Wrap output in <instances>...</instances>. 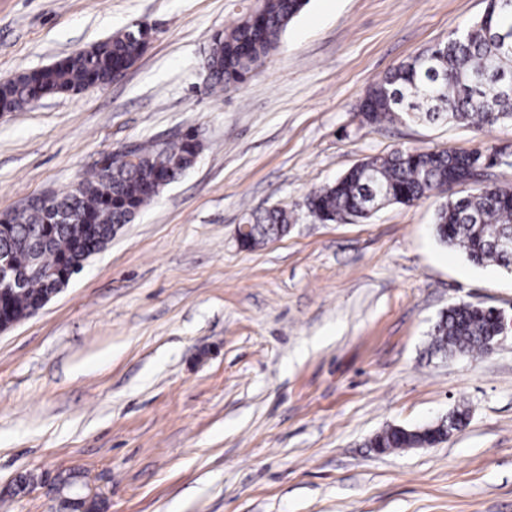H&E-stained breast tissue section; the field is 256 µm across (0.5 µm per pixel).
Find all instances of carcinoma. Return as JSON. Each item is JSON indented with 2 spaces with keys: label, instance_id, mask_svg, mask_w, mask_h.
<instances>
[{
  "label": "carcinoma",
  "instance_id": "1",
  "mask_svg": "<svg viewBox=\"0 0 512 512\" xmlns=\"http://www.w3.org/2000/svg\"><path fill=\"white\" fill-rule=\"evenodd\" d=\"M308 2L257 0L236 25L215 34L204 64L210 86H237L256 75ZM149 40L142 27H129L53 65L4 79L0 108L18 112L45 95L103 86L112 80L114 70L131 66ZM362 108L367 125L418 114L431 121L451 118L478 127L512 122V0H488L481 18L396 66L367 90ZM200 152L190 133L178 141L140 143L136 161L99 164L81 180L80 188L53 193L49 205L32 203L16 213L11 233L0 236V251L11 253L20 268L77 267L80 262L70 254L69 244L84 234L85 225H97L102 238L108 239L114 226L130 223L163 188L190 169ZM498 154L497 150L448 153L414 148L369 156L335 183L313 191L308 208L323 222L365 219L372 214L373 198L382 205H411L438 190L445 194L434 216L438 241L461 248L475 264L493 262L511 272L512 250L495 242L512 235V196L494 186L471 187L465 194L448 188V171ZM290 223L285 210L267 209L252 216L241 245L249 249L264 245L286 234ZM48 291L42 277H31L12 296L14 313L20 318L33 315L39 298ZM495 321L491 308L465 302L452 306L434 327L432 352L444 357L485 352ZM444 437L440 427L413 432L390 426L372 439L371 446L432 447ZM104 507L95 494L75 503L71 512H103Z\"/></svg>",
  "mask_w": 512,
  "mask_h": 512
}]
</instances>
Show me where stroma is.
Masks as SVG:
<instances>
[{
	"label": "stroma",
	"instance_id": "35a3bbf8",
	"mask_svg": "<svg viewBox=\"0 0 512 512\" xmlns=\"http://www.w3.org/2000/svg\"><path fill=\"white\" fill-rule=\"evenodd\" d=\"M254 0H0V79L141 22L109 84L0 112V214L108 153L195 133L202 151L35 315L0 333V512H51L81 471L105 512H512V334L430 353L441 311L512 318V272L434 234L439 192L323 223L308 195L398 148L504 151L512 123L361 124L366 90L486 0H309L247 83L204 89L213 34ZM287 235L243 248L253 213ZM469 411L435 446L371 439ZM30 492L4 496L24 475Z\"/></svg>",
	"mask_w": 512,
	"mask_h": 512
}]
</instances>
